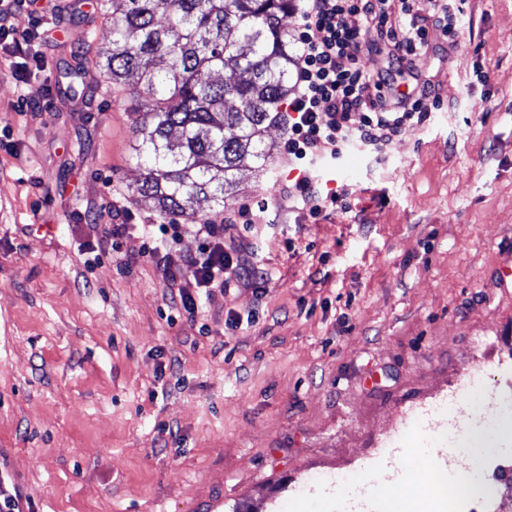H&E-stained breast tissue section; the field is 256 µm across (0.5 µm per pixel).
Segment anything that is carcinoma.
Returning a JSON list of instances; mask_svg holds the SVG:
<instances>
[{
	"mask_svg": "<svg viewBox=\"0 0 512 512\" xmlns=\"http://www.w3.org/2000/svg\"><path fill=\"white\" fill-rule=\"evenodd\" d=\"M292 0H112V41L97 54L114 85L145 109L138 194L180 216L224 206L245 167L270 158L294 50L280 16Z\"/></svg>",
	"mask_w": 512,
	"mask_h": 512,
	"instance_id": "obj_1",
	"label": "carcinoma"
}]
</instances>
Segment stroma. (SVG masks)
<instances>
[{
  "label": "stroma",
  "instance_id": "1",
  "mask_svg": "<svg viewBox=\"0 0 512 512\" xmlns=\"http://www.w3.org/2000/svg\"><path fill=\"white\" fill-rule=\"evenodd\" d=\"M53 3L55 31L24 5L0 35V472L20 507L195 512L220 496L224 512H342L327 479L447 442L434 406L512 351V0H466L454 51L431 28L444 108L384 158L322 169L348 209L288 207L279 124L264 172L178 217L174 266L198 224L268 206L232 232L268 270L264 293L217 292L194 316L154 260L99 248L115 194L129 223L165 218L137 193L143 111L95 63L110 0ZM247 310L254 323L228 325Z\"/></svg>",
  "mask_w": 512,
  "mask_h": 512
}]
</instances>
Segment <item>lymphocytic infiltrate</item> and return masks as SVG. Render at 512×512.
<instances>
[{
    "label": "lymphocytic infiltrate",
    "mask_w": 512,
    "mask_h": 512,
    "mask_svg": "<svg viewBox=\"0 0 512 512\" xmlns=\"http://www.w3.org/2000/svg\"><path fill=\"white\" fill-rule=\"evenodd\" d=\"M465 0H300L301 24L294 58V96L283 114L287 137L283 160L294 177L289 202L301 203L310 215L339 205L341 192L324 189L317 172L339 163L348 152L384 153L406 127L442 110L444 101L423 67L431 49L430 25H437L449 48L464 33ZM407 70L406 87L395 73ZM265 206H244L223 223L204 222L197 230V253L180 266L164 265V277L178 284L174 297L187 314L202 298L234 285L262 292L265 268L248 263L240 250L225 245L224 230L261 223ZM139 247L121 249L127 224L109 225L105 237L112 251L127 261L157 257L177 243L174 224H143Z\"/></svg>",
    "instance_id": "f902f5d3"
}]
</instances>
